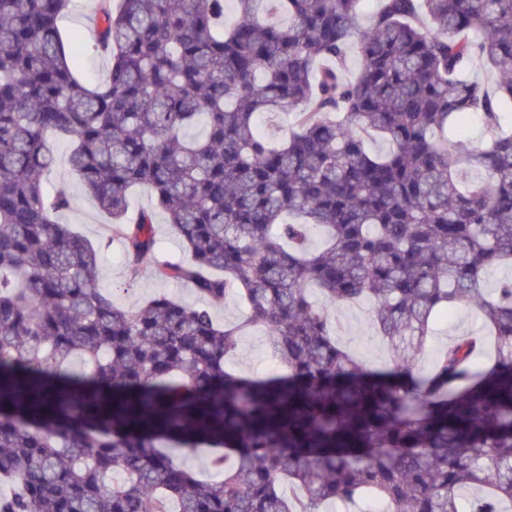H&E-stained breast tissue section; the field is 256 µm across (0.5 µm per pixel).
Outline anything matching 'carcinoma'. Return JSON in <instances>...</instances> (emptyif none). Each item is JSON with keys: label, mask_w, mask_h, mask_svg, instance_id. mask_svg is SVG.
Returning <instances> with one entry per match:
<instances>
[{"label": "carcinoma", "mask_w": 512, "mask_h": 512, "mask_svg": "<svg viewBox=\"0 0 512 512\" xmlns=\"http://www.w3.org/2000/svg\"><path fill=\"white\" fill-rule=\"evenodd\" d=\"M71 2L0 0V512H502L512 279L483 283L512 265V0H379L361 29V0H234L229 25L224 0H98L94 86L58 26ZM475 57L494 83L466 78ZM258 113L294 125L275 139ZM474 114L484 146L460 150ZM52 140L130 272L203 303L127 311L99 287L100 247L43 186ZM139 186L187 261L159 254L154 211L127 217ZM231 290L248 315L223 325ZM361 301L390 369L336 339L334 308ZM472 304L483 333L414 372L435 317ZM253 329L286 374L226 367ZM171 446L209 448L222 477ZM177 463L190 468L200 479L209 480L213 477L211 460L207 452L201 448L194 450L181 449L175 453Z\"/></svg>", "instance_id": "1"}]
</instances>
